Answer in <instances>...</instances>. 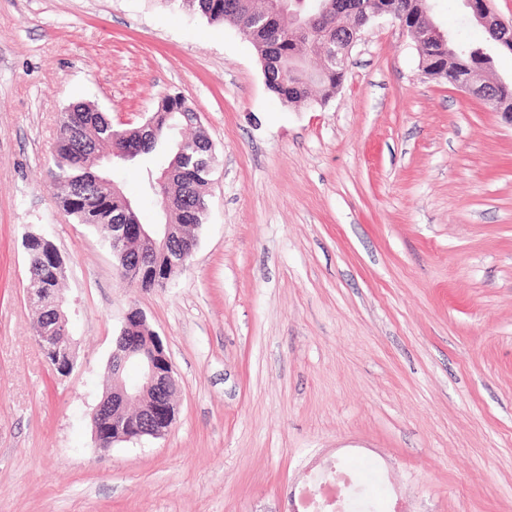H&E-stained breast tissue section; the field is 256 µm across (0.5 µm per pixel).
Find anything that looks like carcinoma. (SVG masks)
<instances>
[{
	"mask_svg": "<svg viewBox=\"0 0 512 512\" xmlns=\"http://www.w3.org/2000/svg\"><path fill=\"white\" fill-rule=\"evenodd\" d=\"M227 0H182L183 5L200 13L208 21L223 23L248 32L250 41L259 56L266 57L271 45H276L277 69L269 79V90L286 106L306 101L308 92L298 91L292 85L303 74L312 71V84L323 91L325 101L335 94L342 75L327 67L322 61L324 47L314 46L296 36L288 12L276 15L277 40L271 44L265 29L254 24L256 17L272 10V0H232V8L224 6ZM441 54L448 58V66H482L491 64V58L478 48H464L450 41ZM191 107L179 94H168L158 104L156 112L170 117L160 129L158 141L143 154V158L160 155L164 162L147 168V184L151 193L165 199L162 218L172 224L180 221L182 206L193 201L199 205L198 221L184 225V233L197 236L198 228L205 223L207 202L204 192L210 169L199 160L211 155V146L203 131L192 136H181L179 130L193 126L183 113ZM126 133L112 125V121L99 111L97 105L76 102L61 113L52 151L53 166L49 169L50 186L58 207L72 216L76 223L98 231L107 244H112V225L131 201L122 193L113 178L102 172L97 164L100 155L119 148ZM176 164L181 170L174 178L157 182L163 168ZM26 255L28 288L36 305L35 335L41 332L62 336L67 325L61 323L57 301L62 299L60 288L66 278L67 265L50 239L30 235L23 243ZM349 499L350 512H375L374 501L367 490L357 483L344 489Z\"/></svg>",
	"mask_w": 512,
	"mask_h": 512,
	"instance_id": "cac0c4a2",
	"label": "carcinoma"
}]
</instances>
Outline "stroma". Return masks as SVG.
Masks as SVG:
<instances>
[{
  "label": "stroma",
  "mask_w": 512,
  "mask_h": 512,
  "mask_svg": "<svg viewBox=\"0 0 512 512\" xmlns=\"http://www.w3.org/2000/svg\"><path fill=\"white\" fill-rule=\"evenodd\" d=\"M481 44L462 0H431ZM217 157L191 266L127 287L54 202L59 113L168 92ZM142 223L160 198L122 170ZM66 259L76 365L34 338L23 239ZM141 311L176 370L161 439L98 452L112 342ZM339 463L380 512H512V124L374 19L325 104L284 106L232 25L179 0H0V512H296Z\"/></svg>",
  "instance_id": "obj_1"
}]
</instances>
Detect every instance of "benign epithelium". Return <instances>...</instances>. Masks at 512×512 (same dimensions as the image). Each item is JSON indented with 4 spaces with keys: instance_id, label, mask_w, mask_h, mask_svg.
Wrapping results in <instances>:
<instances>
[{
    "instance_id": "7a95c632",
    "label": "benign epithelium",
    "mask_w": 512,
    "mask_h": 512,
    "mask_svg": "<svg viewBox=\"0 0 512 512\" xmlns=\"http://www.w3.org/2000/svg\"><path fill=\"white\" fill-rule=\"evenodd\" d=\"M470 11V19L490 35V43L495 48L512 51V21L506 22L498 17L491 8V0H465ZM350 16L348 24L336 26L323 25L315 39L328 50V63L336 71L344 70L351 48L361 36V31L375 17L388 15L398 22L417 46L424 44L444 45L449 34L434 23L424 27L408 22V11L401 0H331L321 9V14ZM461 91L480 99L489 87L495 85L484 77L481 70L464 73L452 72L446 76ZM145 150L140 136L128 139L123 147L114 154L123 158H132ZM135 240L144 246L137 259V266L145 267L151 255L158 249H164L174 239L178 240L177 256L185 260L197 249V242L181 240L176 224H142L130 212V220L124 224L114 225L112 231V255L123 257L128 240ZM132 315H127L120 336L117 337L112 351V405L98 403L92 411L94 423V441L101 454L108 453L117 442H139L146 438L165 437L171 425L163 418V411L168 405L169 394L178 388L176 371L170 356L158 353L152 341L154 336H130L127 333ZM38 344L49 353L63 348L67 363L63 368L71 374L76 362L75 342L71 336H38ZM135 364L141 373L140 383L136 386L126 384L123 375L126 368Z\"/></svg>"
}]
</instances>
